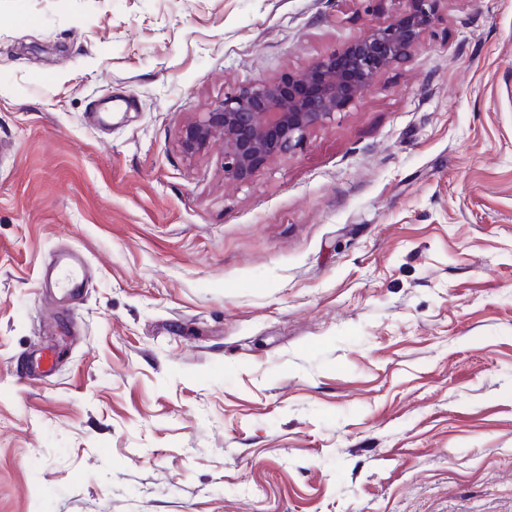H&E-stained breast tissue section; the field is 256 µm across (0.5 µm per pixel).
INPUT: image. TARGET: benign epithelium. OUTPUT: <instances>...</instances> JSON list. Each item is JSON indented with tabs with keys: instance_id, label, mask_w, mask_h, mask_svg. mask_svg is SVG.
<instances>
[{
	"instance_id": "1",
	"label": "benign epithelium",
	"mask_w": 512,
	"mask_h": 512,
	"mask_svg": "<svg viewBox=\"0 0 512 512\" xmlns=\"http://www.w3.org/2000/svg\"><path fill=\"white\" fill-rule=\"evenodd\" d=\"M438 2L413 0L410 14L329 50L298 74L259 79L225 92L181 127L180 153L191 160L219 141L224 180L249 184L258 169L302 147L311 130L331 124L336 113L406 60L430 26Z\"/></svg>"
}]
</instances>
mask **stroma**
<instances>
[{"instance_id":"obj_1","label":"stroma","mask_w":512,"mask_h":512,"mask_svg":"<svg viewBox=\"0 0 512 512\" xmlns=\"http://www.w3.org/2000/svg\"><path fill=\"white\" fill-rule=\"evenodd\" d=\"M410 8L0 0V512H512V0L249 184L176 146Z\"/></svg>"}]
</instances>
